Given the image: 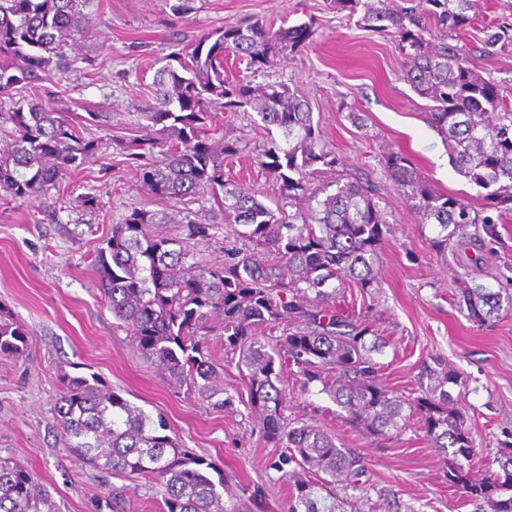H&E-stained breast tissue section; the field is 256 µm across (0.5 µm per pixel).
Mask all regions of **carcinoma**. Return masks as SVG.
<instances>
[{
  "label": "carcinoma",
  "instance_id": "obj_1",
  "mask_svg": "<svg viewBox=\"0 0 512 512\" xmlns=\"http://www.w3.org/2000/svg\"><path fill=\"white\" fill-rule=\"evenodd\" d=\"M367 28L391 37L403 57L402 79L432 102L428 119L441 134L459 172L484 190V207L436 191L401 150L386 153L396 191L431 231L437 253L472 251L479 266L496 225L512 211V103L477 74L470 53L447 43L471 26L479 0H334ZM91 0H0V92L31 85L72 66L67 48L92 28ZM312 23L274 29L243 22L201 36L169 55L154 76L144 112L157 126L146 139L142 181L158 198L187 205L205 192L222 193L224 223L249 244L224 246V264L187 263L188 241L209 236L210 225L185 217L176 237L152 233L156 213L135 208L112 225L106 246L94 257L95 286L137 351L157 364L188 394L210 400L219 394L210 351L215 329L224 353L246 369L247 405L262 437L283 449L280 464L295 463L334 485L356 484L367 461L335 434L292 421L285 391L277 386L285 367L297 368L300 390L327 395L337 416L366 434H399L416 420L431 445L451 451L448 486L485 504L487 512H512V451L497 459L499 470L476 474V454L466 417L453 396L460 374L435 359L421 365L415 397L385 387L375 355L385 342L372 323L336 308L351 282L366 294L380 287L378 266L393 227L373 186L342 174L344 160L324 150L322 130L307 97L282 85L224 78L231 52L254 68L270 58L306 47ZM512 44V24L483 30L481 52L491 57ZM251 106L265 128L276 129L255 162L273 180V194L296 207L272 209L267 195L224 181V162L238 141L218 139L217 113ZM11 142L0 147V190L33 199L54 189L74 167L94 157L101 142L78 135L63 113L36 99L14 103ZM159 150L162 160L148 155ZM339 173L329 186H313L322 168ZM496 290L464 287L460 310L483 325L503 304L512 306V284ZM279 334H265V330ZM29 344L24 326L0 308V353L20 355ZM55 419L69 453L80 463L114 475L143 479L162 488L166 512H241L224 503V481L214 466L185 454L141 407L108 388L97 376L62 375ZM310 485L300 481L287 512H319ZM0 512H56L37 475L0 459Z\"/></svg>",
  "mask_w": 512,
  "mask_h": 512
}]
</instances>
